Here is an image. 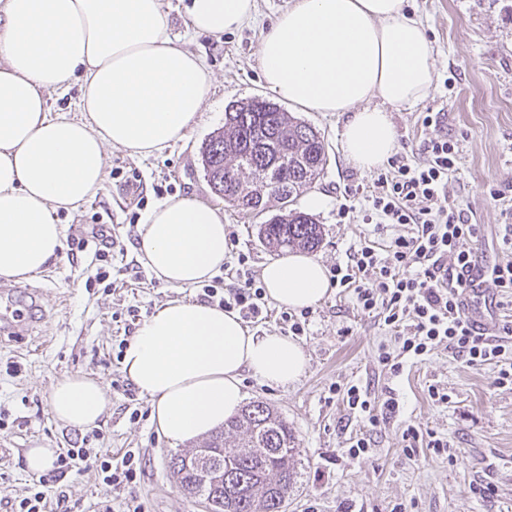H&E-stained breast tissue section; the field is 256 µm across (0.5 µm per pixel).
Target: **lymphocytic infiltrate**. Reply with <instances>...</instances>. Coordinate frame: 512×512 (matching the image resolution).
Returning a JSON list of instances; mask_svg holds the SVG:
<instances>
[{"label":"lymphocytic infiltrate","instance_id":"1","mask_svg":"<svg viewBox=\"0 0 512 512\" xmlns=\"http://www.w3.org/2000/svg\"><path fill=\"white\" fill-rule=\"evenodd\" d=\"M422 161L410 163L399 152L366 198L363 221L376 231L404 226L391 237L386 249L366 244L349 254L346 264L336 266L331 281L351 292L357 307L376 314L395 337L397 352L380 351L378 362L398 374L408 358L423 359L434 348H448L473 367L498 364L497 384L512 383V321L504 320L494 333L473 331L463 302L450 278L463 274L474 257L466 244L476 238L479 225L471 223L464 209L448 194V178L458 169V152L448 136H436L420 145ZM501 248L509 261L493 267L492 284L496 308L512 311V210L503 209ZM201 302L238 312L246 322H258L267 311L268 297L262 281L248 265L246 254H238L235 280L222 277L201 285ZM349 409L363 414L370 427H378L399 403L390 397L375 404L359 386L333 387ZM102 497L94 512H112L114 489L134 483L142 472L139 452L127 450L120 464L105 458L99 462ZM8 512H71L63 492L52 490L46 478L35 480L28 495L6 500Z\"/></svg>","mask_w":512,"mask_h":512}]
</instances>
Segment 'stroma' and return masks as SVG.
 <instances>
[{"instance_id":"35a3bbf8","label":"stroma","mask_w":512,"mask_h":512,"mask_svg":"<svg viewBox=\"0 0 512 512\" xmlns=\"http://www.w3.org/2000/svg\"><path fill=\"white\" fill-rule=\"evenodd\" d=\"M172 33L204 57L214 94L191 138L163 154L135 159L120 150L107 153L106 179L97 194L77 213H58L67 244L47 271L21 282L20 298L36 317L28 330L0 340V512L5 498L25 494L33 476L26 469L28 449L67 448L81 441V431L53 417L49 393L57 379L87 374L110 386L122 376L117 358L121 341L130 339L129 307L147 317L165 301L196 300L195 287L173 289L160 283L134 253L145 213L174 196L195 195L223 207L235 251L250 257L254 269L274 260L258 236L261 217L239 213L210 188L200 149L224 124L229 103L255 97L271 99L260 72L261 39L290 0H256V20L249 27L218 37L188 35L185 0H164ZM419 16L433 47L434 81L427 95L410 107L391 109L398 147L418 148L428 137L457 139L458 170L448 191L482 227L472 248L489 263L504 262L498 233L501 207L484 193L485 184H512V0H407ZM442 111L445 122L423 128L424 113ZM298 118L322 135L327 167L314 184L325 207L317 211L323 241L316 258L333 267L345 262L364 240L386 243L389 233L374 234L372 225L338 214L341 204L361 206L377 172H364L346 158L338 112L298 111ZM89 224H108L116 246L104 266L120 281L117 290L94 279L99 266L92 250L70 251L68 244ZM308 356L305 375L282 388L243 379L247 402L261 401L288 422L300 442L297 482L285 512H390L403 504L406 512H512V386L497 385L498 367H470L450 350L439 347L425 360L406 364L392 375L378 362L380 346L396 342L374 315L357 309L349 292L331 288L313 307L309 330L299 337ZM358 385L376 401L395 397L399 412L376 430L366 431L359 415L331 397L333 385ZM448 394L434 403L429 386ZM112 407L97 426L94 448L120 460L130 448L142 452V474L129 487L113 491L112 507L121 512L136 495L146 512H204L202 503L176 487L167 468L173 448L155 429L151 406L139 392L111 393ZM139 418H132V411ZM420 422L447 437L449 456L418 449L407 457L401 432L408 421ZM369 432L371 448L360 458L345 453L349 438ZM490 483L495 493L483 498L473 483ZM74 512H87L103 493L95 467L57 479Z\"/></svg>"}]
</instances>
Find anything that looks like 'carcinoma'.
Masks as SVG:
<instances>
[{"label": "carcinoma", "instance_id": "obj_1", "mask_svg": "<svg viewBox=\"0 0 512 512\" xmlns=\"http://www.w3.org/2000/svg\"><path fill=\"white\" fill-rule=\"evenodd\" d=\"M200 154L211 189L228 205L247 214L266 210L269 199L278 203V213L259 225L267 248L321 245V225L294 208L328 161L324 138L310 124L262 98L234 102ZM200 447L209 449L218 479L204 484L188 465L197 449L175 454L169 469L181 492L207 502L208 512H283L297 477L299 440L264 403L242 407Z\"/></svg>", "mask_w": 512, "mask_h": 512}]
</instances>
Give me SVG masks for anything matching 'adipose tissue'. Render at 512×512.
Wrapping results in <instances>:
<instances>
[{
	"label": "adipose tissue",
	"mask_w": 512,
	"mask_h": 512,
	"mask_svg": "<svg viewBox=\"0 0 512 512\" xmlns=\"http://www.w3.org/2000/svg\"><path fill=\"white\" fill-rule=\"evenodd\" d=\"M255 0H189L186 27L219 36L249 26ZM266 87L311 112H345L344 150L360 170L393 154L390 109L421 100L433 82L430 42L405 0H293L260 47ZM78 88L76 116L47 95ZM206 60L170 34L163 0H0V277L28 280L56 260L64 227L55 215L88 202L106 176V151L145 159L186 140L212 95ZM230 249L221 207L196 197L157 203L136 256L171 288L211 278ZM268 298L290 309L318 305L331 285L324 263L291 253L265 264ZM308 366L303 347L259 333L233 311L172 298L137 326L122 356L171 446L223 427L242 407L251 374L285 387ZM111 400L95 379L58 380L53 417L95 427Z\"/></svg>",
	"instance_id": "obj_1"
}]
</instances>
